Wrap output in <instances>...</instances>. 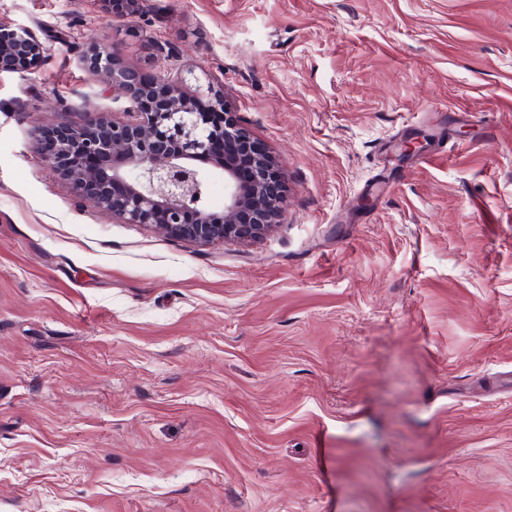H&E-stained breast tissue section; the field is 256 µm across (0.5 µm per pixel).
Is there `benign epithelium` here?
I'll list each match as a JSON object with an SVG mask.
<instances>
[{"mask_svg":"<svg viewBox=\"0 0 512 512\" xmlns=\"http://www.w3.org/2000/svg\"><path fill=\"white\" fill-rule=\"evenodd\" d=\"M46 47L26 27L0 29V73L24 74ZM112 78V89L132 101L122 121L88 112L80 122L37 130L56 172L96 210L125 224H143L199 245L256 239L275 227L285 187L278 162L252 133L224 111V96L208 86L192 94L183 79L145 75L123 64L114 43L93 46L85 56ZM224 113V123L212 113ZM253 157L245 192L234 172L213 156L214 143ZM111 160L108 174L79 166L83 157ZM224 174V209L200 204L208 174ZM194 215L195 223L185 221Z\"/></svg>","mask_w":512,"mask_h":512,"instance_id":"benign-epithelium-1","label":"benign epithelium"}]
</instances>
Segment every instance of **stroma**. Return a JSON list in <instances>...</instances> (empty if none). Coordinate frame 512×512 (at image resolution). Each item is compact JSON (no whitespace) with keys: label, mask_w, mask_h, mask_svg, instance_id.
<instances>
[{"label":"stroma","mask_w":512,"mask_h":512,"mask_svg":"<svg viewBox=\"0 0 512 512\" xmlns=\"http://www.w3.org/2000/svg\"><path fill=\"white\" fill-rule=\"evenodd\" d=\"M0 0V512H512V0ZM194 73L282 167L260 238L95 210L35 135ZM427 145L400 156V143ZM46 51L36 33L26 27L0 29V73H27Z\"/></svg>","instance_id":"obj_1"}]
</instances>
